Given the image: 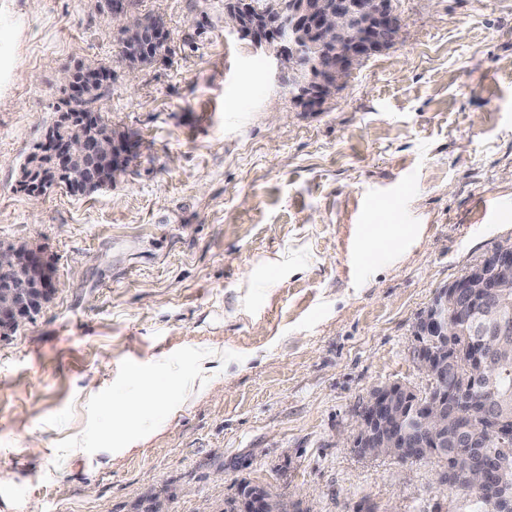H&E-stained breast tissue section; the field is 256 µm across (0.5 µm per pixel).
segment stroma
<instances>
[{"instance_id":"35a3bbf8","label":"stroma","mask_w":512,"mask_h":512,"mask_svg":"<svg viewBox=\"0 0 512 512\" xmlns=\"http://www.w3.org/2000/svg\"><path fill=\"white\" fill-rule=\"evenodd\" d=\"M400 41L317 112L224 28V0H138L173 55L129 73L95 0H0V248L41 247L56 294L0 338V512H230L260 484L300 512L455 508L438 458L352 446L370 392L430 380L415 323L512 241V0H393ZM139 163L89 195L32 197L64 67ZM374 224L409 233L393 253ZM179 414L147 390L197 381ZM146 442L114 451L113 405Z\"/></svg>"}]
</instances>
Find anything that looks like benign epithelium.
<instances>
[{
  "label": "benign epithelium",
  "instance_id": "obj_1",
  "mask_svg": "<svg viewBox=\"0 0 512 512\" xmlns=\"http://www.w3.org/2000/svg\"><path fill=\"white\" fill-rule=\"evenodd\" d=\"M112 18L118 37L128 47L126 68L137 72L156 49L168 41L161 25L148 21L133 0H100ZM224 28L261 50L275 78L288 86L295 102L308 110L322 106L362 61L400 40L403 24L392 0H275L265 7L255 0H224ZM66 100L102 98L107 76L100 64L80 60L62 70ZM97 104L90 112H74L63 104L45 132L38 159L20 172V180H36L40 194L60 188L61 177L79 172L76 194L94 193L115 183L137 163L110 129L91 133ZM0 330L17 329L55 293V272L40 247L24 243L0 249ZM512 288V241L496 245L464 275L433 297L416 322L419 369L432 382L425 400L393 384L374 390L359 414L353 447L363 457L388 456L416 460L448 443V433L477 413L483 424L458 441L459 454L468 457L493 438L512 446V419L479 398L476 385L488 386L493 362L499 360L512 334L506 322L503 292ZM477 336V350L467 357V373L448 380V368L462 356L458 328ZM445 482L475 484L471 469L450 462ZM496 512H512V488L498 487ZM241 512H294L261 486L242 499Z\"/></svg>",
  "mask_w": 512,
  "mask_h": 512
}]
</instances>
